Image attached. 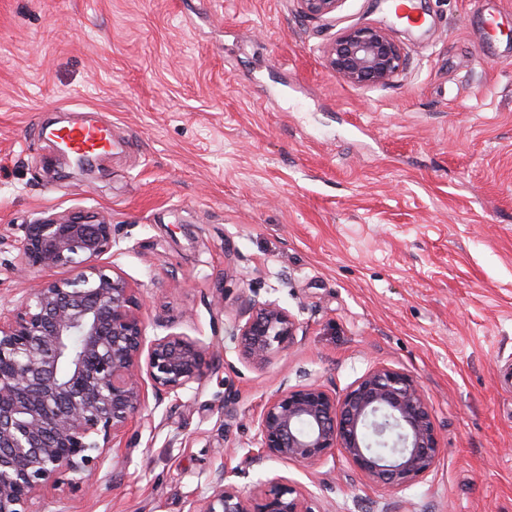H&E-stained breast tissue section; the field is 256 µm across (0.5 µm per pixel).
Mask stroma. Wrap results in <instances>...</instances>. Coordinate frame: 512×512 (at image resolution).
<instances>
[{
	"instance_id": "1",
	"label": "stroma",
	"mask_w": 512,
	"mask_h": 512,
	"mask_svg": "<svg viewBox=\"0 0 512 512\" xmlns=\"http://www.w3.org/2000/svg\"><path fill=\"white\" fill-rule=\"evenodd\" d=\"M0 0V303L23 227L105 217L147 337L201 340L210 376L156 399L92 492L36 512H190L215 472L244 494L283 478L322 512H512V0ZM395 25L408 66L355 87L324 50ZM89 121L114 146L74 173L38 134ZM275 300L303 336L263 368L240 356L238 299ZM417 377L442 452L407 489L343 456L246 464L281 382L336 393L369 367ZM302 13L315 18H331L341 9L344 0H295Z\"/></svg>"
}]
</instances>
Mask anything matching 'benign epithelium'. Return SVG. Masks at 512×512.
<instances>
[{"instance_id":"benign-epithelium-1","label":"benign epithelium","mask_w":512,"mask_h":512,"mask_svg":"<svg viewBox=\"0 0 512 512\" xmlns=\"http://www.w3.org/2000/svg\"><path fill=\"white\" fill-rule=\"evenodd\" d=\"M302 13L331 18L344 0H296ZM328 68L356 87H383L407 68L394 28L356 24L326 47ZM116 240L103 217L84 212L24 225L17 271L71 272L24 289L0 311V512H34L49 489L78 492L100 469L114 441L146 405L201 384L211 373L208 347L170 333L149 340L134 289L111 265ZM237 340L246 363L262 368L296 344L300 325L275 300L249 299ZM247 459L315 465L341 454L367 481L406 489L435 468L440 442L416 378L375 365L342 395L319 383L271 394ZM215 474L191 512H317L283 479L255 496Z\"/></svg>"}]
</instances>
